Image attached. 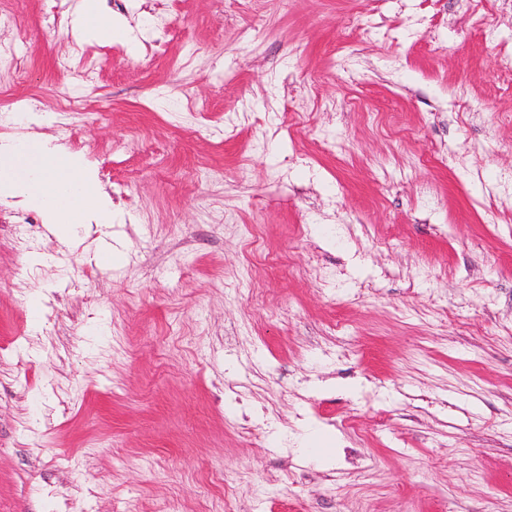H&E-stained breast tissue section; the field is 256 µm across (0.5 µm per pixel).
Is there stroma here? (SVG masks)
I'll return each mask as SVG.
<instances>
[{"mask_svg": "<svg viewBox=\"0 0 512 512\" xmlns=\"http://www.w3.org/2000/svg\"><path fill=\"white\" fill-rule=\"evenodd\" d=\"M76 3L0 0L116 211L0 204V512H512V0ZM76 12L83 22L87 39L112 43V40L128 38L125 21L107 15L102 0H80Z\"/></svg>", "mask_w": 512, "mask_h": 512, "instance_id": "1", "label": "stroma"}]
</instances>
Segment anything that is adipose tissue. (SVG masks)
<instances>
[{
    "mask_svg": "<svg viewBox=\"0 0 512 512\" xmlns=\"http://www.w3.org/2000/svg\"><path fill=\"white\" fill-rule=\"evenodd\" d=\"M77 14L89 39L128 36L125 21L107 15L103 0H79ZM0 199L37 211L60 238L112 221V201L84 157L34 138L0 142Z\"/></svg>",
    "mask_w": 512,
    "mask_h": 512,
    "instance_id": "obj_1",
    "label": "adipose tissue"
}]
</instances>
